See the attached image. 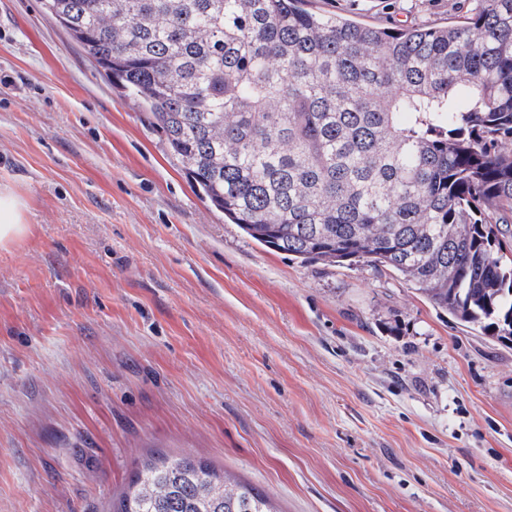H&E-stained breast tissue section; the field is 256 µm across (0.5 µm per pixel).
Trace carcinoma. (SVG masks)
I'll return each mask as SVG.
<instances>
[{
  "label": "carcinoma",
  "instance_id": "cac0c4a2",
  "mask_svg": "<svg viewBox=\"0 0 512 512\" xmlns=\"http://www.w3.org/2000/svg\"><path fill=\"white\" fill-rule=\"evenodd\" d=\"M149 111L202 197L303 263L383 267L512 336V0L381 28L307 0H44ZM112 512H273L192 457L146 463Z\"/></svg>",
  "mask_w": 512,
  "mask_h": 512
}]
</instances>
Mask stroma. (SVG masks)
Here are the masks:
<instances>
[{
  "label": "stroma",
  "mask_w": 512,
  "mask_h": 512,
  "mask_svg": "<svg viewBox=\"0 0 512 512\" xmlns=\"http://www.w3.org/2000/svg\"><path fill=\"white\" fill-rule=\"evenodd\" d=\"M379 27L470 0H308ZM0 512H110L158 455L275 512H512V339L394 273L303 264L202 198L46 15L0 0ZM26 209L27 203L21 196L0 191V249H7L27 235Z\"/></svg>",
  "instance_id": "35a3bbf8"
}]
</instances>
